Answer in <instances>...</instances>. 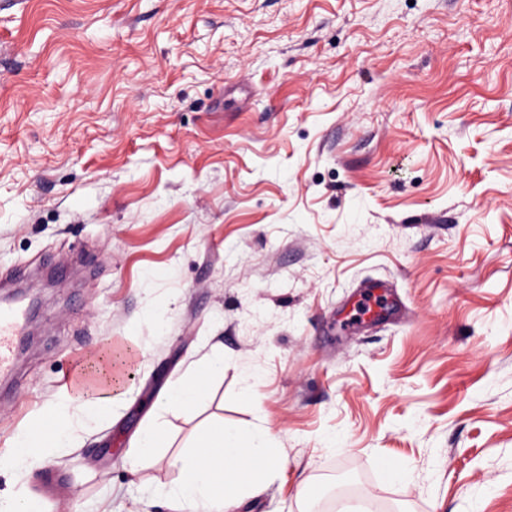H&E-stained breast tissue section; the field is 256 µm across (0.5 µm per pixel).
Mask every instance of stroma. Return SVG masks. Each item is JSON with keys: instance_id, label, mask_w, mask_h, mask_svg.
<instances>
[{"instance_id": "stroma-1", "label": "stroma", "mask_w": 512, "mask_h": 512, "mask_svg": "<svg viewBox=\"0 0 512 512\" xmlns=\"http://www.w3.org/2000/svg\"><path fill=\"white\" fill-rule=\"evenodd\" d=\"M380 280L405 317L346 330ZM20 293L39 310L0 454L70 358L139 354L1 500L174 512L176 456L221 420L286 459L231 512H512V0H0V298ZM212 353L209 398L161 412L130 473L152 401ZM165 441L166 432L161 426L148 425L143 427L137 434L134 454L129 457L131 472L136 471L140 460L153 457Z\"/></svg>"}]
</instances>
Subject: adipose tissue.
<instances>
[{
  "mask_svg": "<svg viewBox=\"0 0 512 512\" xmlns=\"http://www.w3.org/2000/svg\"><path fill=\"white\" fill-rule=\"evenodd\" d=\"M223 367L222 361L209 360L191 376L171 379L153 410L173 405L194 409ZM91 413L83 390L50 403L37 424L19 430L14 447L0 456V470L21 473L39 466L55 449L67 447L71 428ZM178 462L180 477L173 490L178 512H226L243 495L263 487L283 459L264 429L242 431L217 422L197 433Z\"/></svg>",
  "mask_w": 512,
  "mask_h": 512,
  "instance_id": "obj_1",
  "label": "adipose tissue"
}]
</instances>
